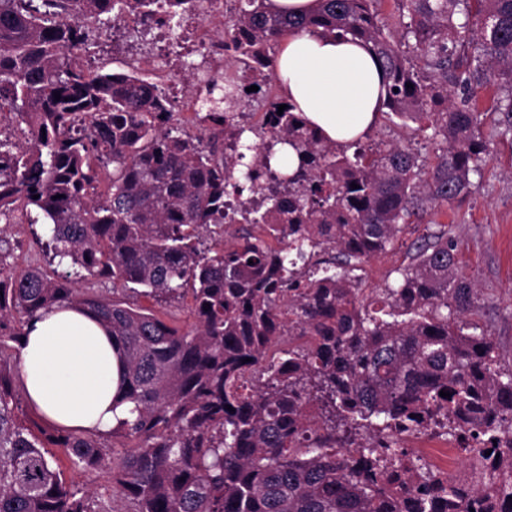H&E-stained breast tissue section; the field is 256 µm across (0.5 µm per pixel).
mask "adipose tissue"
Masks as SVG:
<instances>
[{"mask_svg":"<svg viewBox=\"0 0 512 512\" xmlns=\"http://www.w3.org/2000/svg\"><path fill=\"white\" fill-rule=\"evenodd\" d=\"M282 95L333 141L367 133L379 114L384 73L360 41L323 29L289 33L275 60ZM27 402L55 427L110 435L129 418L112 337L88 311L62 305L31 319L19 355Z\"/></svg>","mask_w":512,"mask_h":512,"instance_id":"obj_1","label":"adipose tissue"}]
</instances>
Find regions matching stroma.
Segmentation results:
<instances>
[{
	"mask_svg": "<svg viewBox=\"0 0 512 512\" xmlns=\"http://www.w3.org/2000/svg\"><path fill=\"white\" fill-rule=\"evenodd\" d=\"M474 183L467 198L435 207L429 219L410 225L387 251L358 265L354 275L364 295L373 296L395 283L398 269L408 265L413 240L448 226L459 242L462 273L481 290L473 320L491 334L501 367L507 371L512 369V139L493 141L491 155ZM35 216V211L19 209L0 217V237L12 243L11 264L19 272L47 264L41 245L31 235L30 222ZM125 453L122 441H114L109 450L111 462ZM54 454L67 482L99 495H112L111 462L83 474L72 468L62 449H55Z\"/></svg>",
	"mask_w": 512,
	"mask_h": 512,
	"instance_id": "obj_1",
	"label": "stroma"
}]
</instances>
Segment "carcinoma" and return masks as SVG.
Returning <instances> with one entry per match:
<instances>
[{"instance_id":"carcinoma-1","label":"carcinoma","mask_w":512,"mask_h":512,"mask_svg":"<svg viewBox=\"0 0 512 512\" xmlns=\"http://www.w3.org/2000/svg\"><path fill=\"white\" fill-rule=\"evenodd\" d=\"M237 2L229 22L251 42L225 61L204 141L174 126L154 84L76 54L89 25L130 9L174 34L193 0H0V108L23 133L0 138V216L37 209L56 265L18 276L0 243V512H403L397 473L417 488L408 512H470L450 483L432 495L434 476L403 446L425 427L479 455L482 512H512V371L468 319L480 288L454 237L413 242L395 285L369 301L350 277L472 193L492 144L476 111L489 86L491 136L512 137V0H394L387 15L382 0H315L299 16ZM319 27L370 46L381 114L426 133L431 157L394 140L333 142L269 98L280 38ZM259 56L245 97L270 108L262 161L234 111L237 73ZM89 278L166 306L188 293L195 324L74 287ZM62 304L95 314L122 353L133 419L111 437L134 449L112 469L113 502L66 482L49 452L90 473L107 457L101 437L33 427L15 387L27 322Z\"/></svg>"}]
</instances>
